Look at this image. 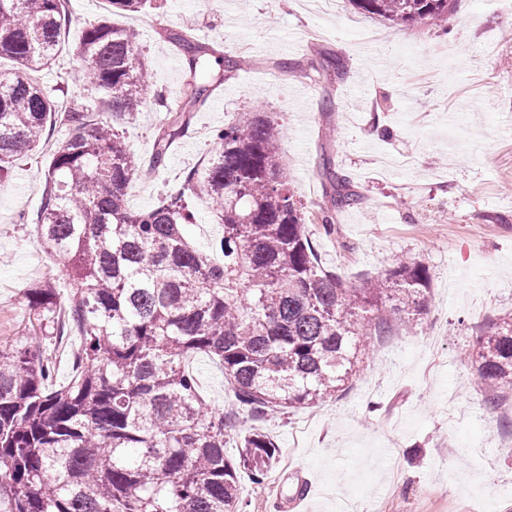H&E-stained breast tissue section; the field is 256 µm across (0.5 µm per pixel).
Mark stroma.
I'll list each match as a JSON object with an SVG mask.
<instances>
[{
	"label": "stroma",
	"instance_id": "1",
	"mask_svg": "<svg viewBox=\"0 0 512 512\" xmlns=\"http://www.w3.org/2000/svg\"><path fill=\"white\" fill-rule=\"evenodd\" d=\"M114 21L134 33L152 90L167 94L165 105L148 104L124 126L143 158L186 74L172 34L191 32L238 62L165 166L129 187L130 210L153 208L160 192L207 166L211 134L225 122L267 112L283 128L282 160L324 266L348 285L402 257L430 272L419 324L378 337L335 399L235 420L228 457L256 429L290 461L271 490L240 476L246 512H336L330 488L342 476L349 512L372 504L380 512H512V397L487 411L471 356L492 320L512 313V0H457L444 30L394 27L350 0H335L328 12L320 0H163ZM370 28L383 42L364 40ZM78 73L64 47L38 80L65 109L96 98ZM66 135L56 126L0 185L4 343L34 334L26 288L45 279L60 297L69 292L62 259L18 221L38 207L42 170ZM326 156L350 176L361 205L333 208L319 175ZM327 208L336 225L330 235L320 221ZM191 370L210 408L227 409L219 364L198 355ZM446 448L456 452L450 466L440 457Z\"/></svg>",
	"mask_w": 512,
	"mask_h": 512
}]
</instances>
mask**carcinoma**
I'll return each mask as SVG.
<instances>
[{
    "instance_id": "1",
    "label": "carcinoma",
    "mask_w": 512,
    "mask_h": 512,
    "mask_svg": "<svg viewBox=\"0 0 512 512\" xmlns=\"http://www.w3.org/2000/svg\"><path fill=\"white\" fill-rule=\"evenodd\" d=\"M108 2L113 14H135L151 0ZM351 2L391 25L443 26L454 11L452 0ZM68 23L65 0H0V59L12 62L0 69V182L53 127L67 128L23 222L65 260V313L82 337L63 384L39 346L0 345V512H240V473L263 483L279 451L252 430L227 457V415L209 410L184 362L205 354L221 365L233 406L254 418L326 402L386 324L407 330L426 312L429 270L400 259L346 285L323 266L281 163L282 126L266 112L224 124L203 170L152 209L129 210L130 184L165 165L222 75L209 48L174 37L187 79L145 165L122 128L150 100L133 33L105 17L73 43L94 104L60 111L36 81ZM320 175L336 208L361 204L331 161ZM188 190L224 224L207 249L188 241ZM26 299L42 335L61 332L51 283ZM475 363L496 408L512 392V315L478 338Z\"/></svg>"
}]
</instances>
